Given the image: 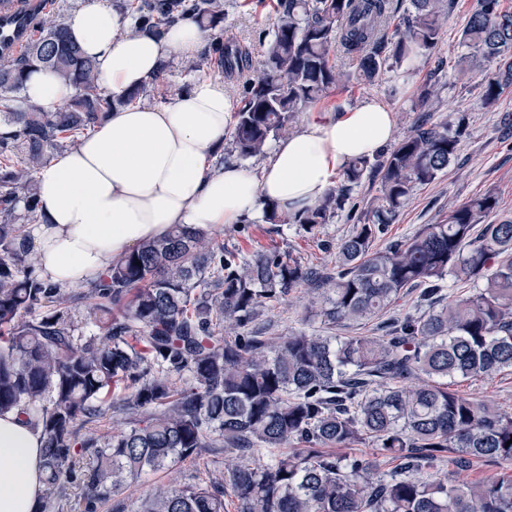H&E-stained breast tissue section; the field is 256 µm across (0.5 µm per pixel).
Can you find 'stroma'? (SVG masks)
I'll return each instance as SVG.
<instances>
[{"label": "stroma", "instance_id": "35a3bbf8", "mask_svg": "<svg viewBox=\"0 0 512 512\" xmlns=\"http://www.w3.org/2000/svg\"><path fill=\"white\" fill-rule=\"evenodd\" d=\"M274 0H224L226 32L250 48L253 62H260L262 48L259 33L268 28L273 17ZM475 0H451L446 11L448 23L437 46L429 56L421 58L412 78L400 72L387 71L373 80L353 82L331 90L321 101L312 104L315 112H343L372 100L388 106L395 114V138H402L416 121L447 124L449 130H460L456 157L434 182L416 187L408 203L389 224L376 248L413 235L421 225L442 224L450 207L462 204L476 195L491 192L499 200L498 214L512 217V89L505 90L492 106L482 99L481 78L461 72L457 61L462 54L459 37ZM211 76L224 80L232 100H239L241 79L228 74L217 57L205 59L200 68H192L190 60L175 57L167 76L168 83L191 84L196 77ZM435 92L427 104H420L418 95L425 85ZM310 110V111H311ZM353 222L346 213H339L333 223L323 225L317 238H309L297 225L276 227L262 218L250 217L237 224L216 228L230 250L249 256L273 247L292 250L303 262L334 267L335 252L321 250L320 241L333 243L346 237ZM475 401L502 412L512 413V371L491 377L459 380L451 385ZM202 474L195 463L186 461L167 473L146 474L129 489L116 495L125 512H136L138 499L155 483L182 485L195 483Z\"/></svg>", "mask_w": 512, "mask_h": 512}]
</instances>
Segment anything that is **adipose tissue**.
<instances>
[{"label":"adipose tissue","mask_w":512,"mask_h":512,"mask_svg":"<svg viewBox=\"0 0 512 512\" xmlns=\"http://www.w3.org/2000/svg\"><path fill=\"white\" fill-rule=\"evenodd\" d=\"M73 40L93 58L101 88L120 104L71 149L37 174L39 219L28 239L44 278L88 285L144 240L176 224H235L266 207L296 213L313 205L339 171L372 156L395 132V115L374 101L339 114L316 112L277 144L259 172L216 167L234 122L222 80L201 77L167 102L125 103L161 61L198 52L203 36L191 20L162 36L122 33L109 0H79L67 20ZM75 92L52 72L31 71L24 94L45 112ZM41 432L17 414L0 416V512H40Z\"/></svg>","instance_id":"obj_1"}]
</instances>
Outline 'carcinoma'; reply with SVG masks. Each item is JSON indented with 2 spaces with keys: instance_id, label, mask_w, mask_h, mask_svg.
Listing matches in <instances>:
<instances>
[{
  "instance_id": "1",
  "label": "carcinoma",
  "mask_w": 512,
  "mask_h": 512,
  "mask_svg": "<svg viewBox=\"0 0 512 512\" xmlns=\"http://www.w3.org/2000/svg\"><path fill=\"white\" fill-rule=\"evenodd\" d=\"M405 1L408 17L395 24ZM442 2L278 0L253 77L247 53L224 38V0L112 6L130 33L159 35L193 19L224 69L245 77L231 145L246 160L339 84L388 68L413 74L447 22ZM460 43L462 67L482 74L484 102L494 105L512 87V11L476 0ZM339 45L354 71L337 68ZM34 66L75 88L58 111L25 101ZM115 105L63 20L39 4L0 6V414L41 431V512H102L143 473L220 447L232 457L224 471L155 485L141 512H225L228 489L237 512H512V475H460L476 461H512V415L449 389L512 368V218L497 217V198L485 194L449 209L444 224L373 249L414 189L448 168L460 131L416 123L390 152L355 159L315 205L265 212L269 224L313 235L380 172L379 195L352 232L321 244L336 250L332 269L276 249L246 258L203 229L176 225L99 281L67 288L41 276L26 245L25 226L38 219L35 174ZM449 278L476 289L446 301ZM408 289L423 311L385 317ZM298 292L309 296L305 321L377 317L382 335L304 329L270 339L255 330L262 312ZM109 410L139 419L112 435L84 431ZM367 439L371 455L336 452ZM450 453L456 470L441 468ZM387 459L396 462L390 472Z\"/></svg>"
}]
</instances>
